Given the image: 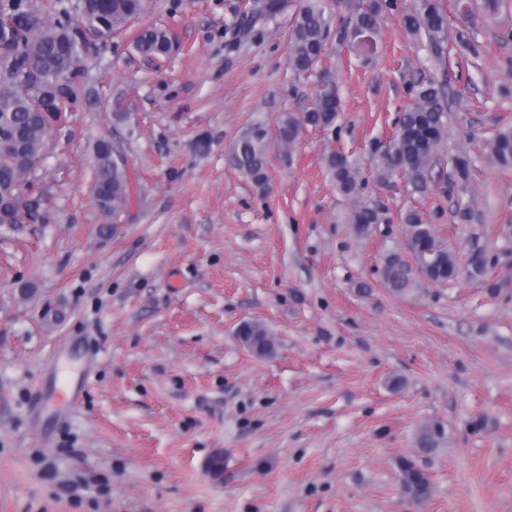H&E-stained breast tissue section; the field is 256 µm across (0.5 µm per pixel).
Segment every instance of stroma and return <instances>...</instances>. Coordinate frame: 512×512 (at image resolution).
<instances>
[{"instance_id": "35a3bbf8", "label": "stroma", "mask_w": 512, "mask_h": 512, "mask_svg": "<svg viewBox=\"0 0 512 512\" xmlns=\"http://www.w3.org/2000/svg\"><path fill=\"white\" fill-rule=\"evenodd\" d=\"M410 2L386 12L368 66L336 47L337 126L272 148L265 194L227 150L308 104L312 80L287 65L291 13L229 55L243 0H150L89 50L99 95L32 188L52 221L0 225V512H512V167L490 159L494 127L512 126V0L494 22L481 0L467 20L444 0L449 36L467 30L480 55L452 42L441 65L402 27ZM148 25L174 35L157 65L133 45ZM440 73L456 119L439 156L470 154L469 192L371 184L389 221L356 237L327 150L365 159L412 104L409 82ZM114 132L134 190L110 220L91 185L94 143ZM411 210L460 275L397 295L380 269ZM246 321L269 328L273 355L240 346ZM65 363L86 386L52 423L39 389ZM433 421L448 442L420 458L434 490L416 504L396 462Z\"/></svg>"}]
</instances>
